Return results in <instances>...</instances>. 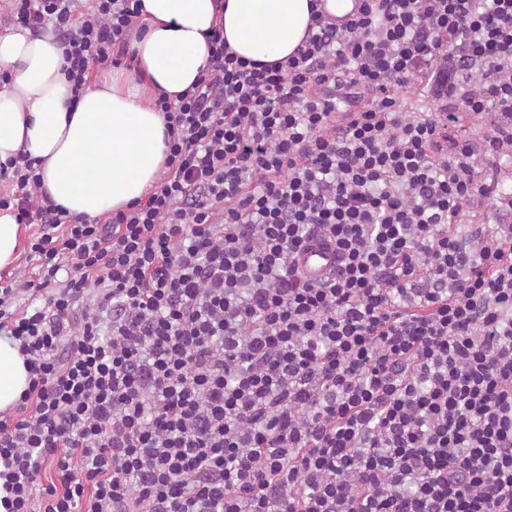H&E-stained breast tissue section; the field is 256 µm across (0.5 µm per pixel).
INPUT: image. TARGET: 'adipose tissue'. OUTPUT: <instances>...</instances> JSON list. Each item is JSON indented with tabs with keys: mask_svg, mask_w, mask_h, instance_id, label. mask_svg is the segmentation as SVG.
<instances>
[{
	"mask_svg": "<svg viewBox=\"0 0 512 512\" xmlns=\"http://www.w3.org/2000/svg\"><path fill=\"white\" fill-rule=\"evenodd\" d=\"M129 33L130 69L94 76L73 95L53 27L0 35V162L26 152L42 161V190L68 214L94 221L143 198L164 167L159 96L178 100L209 65L217 27L239 57L274 63L293 55L311 24L312 0H141ZM30 381L17 344L0 337V411Z\"/></svg>",
	"mask_w": 512,
	"mask_h": 512,
	"instance_id": "obj_1",
	"label": "adipose tissue"
}]
</instances>
